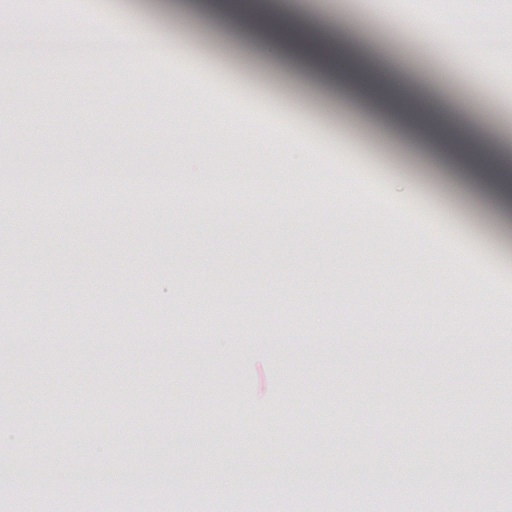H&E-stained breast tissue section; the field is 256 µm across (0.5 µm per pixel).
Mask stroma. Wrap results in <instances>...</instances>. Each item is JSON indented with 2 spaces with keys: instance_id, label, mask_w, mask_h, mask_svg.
<instances>
[{
  "instance_id": "obj_1",
  "label": "stroma",
  "mask_w": 512,
  "mask_h": 512,
  "mask_svg": "<svg viewBox=\"0 0 512 512\" xmlns=\"http://www.w3.org/2000/svg\"><path fill=\"white\" fill-rule=\"evenodd\" d=\"M40 4L56 38L92 51L41 61L39 81L15 82L16 110L0 117V142L13 147L0 182L17 185L7 202L37 217L20 234L0 229V248L38 250L35 265L0 268V314L22 297L38 331L25 345L0 329V404L10 408L0 412V466L35 476L0 483V502L35 485L72 503L74 475L90 466L140 476L136 488L101 482L103 512L186 496L251 512L253 498L237 493L242 473L280 468L319 471L316 496L332 512L350 470L364 474L356 495L372 505L417 493L435 512L474 498L487 459L512 474V398L502 388L512 347L501 343L512 335V242L493 230L508 217L495 194L512 175V60L473 57L449 77L435 41L448 17L421 0H407L419 30L400 40L388 36L395 0H246L223 13L220 32L207 18L211 0ZM270 40L282 52L267 61ZM66 77L71 99L42 102L49 80ZM243 150L281 165L256 230L209 221L212 210L247 203ZM192 164L221 174L223 194L184 202ZM88 170L121 191L60 216L27 195L31 174L76 185ZM146 176L157 203L132 209ZM340 182L352 190L343 202ZM339 206L347 223L303 235L300 220ZM116 212L125 223H113ZM142 222L153 227L144 239L130 231ZM401 224L427 225L430 236L406 240ZM430 266L453 278L470 312L465 327L442 323L446 299L423 277ZM131 276L150 288L149 301L120 300ZM28 278L36 287L18 291ZM190 284L200 293L189 305ZM261 296L271 301L265 324L244 331ZM120 305L127 324L102 326L99 316ZM173 310L184 315L176 335L165 325ZM471 376L479 423L430 426L448 397L468 404ZM87 405L104 413L102 432L81 430ZM382 410L397 415L396 441L370 455ZM34 414L41 426L31 430ZM449 438L480 451L427 484L421 476L441 466Z\"/></svg>"
}]
</instances>
